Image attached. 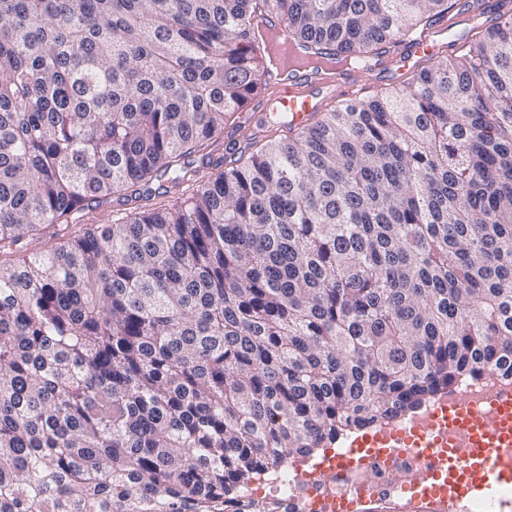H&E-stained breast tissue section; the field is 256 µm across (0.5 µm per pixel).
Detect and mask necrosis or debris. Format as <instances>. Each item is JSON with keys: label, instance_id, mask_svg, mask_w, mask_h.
Masks as SVG:
<instances>
[{"label": "necrosis or debris", "instance_id": "obj_1", "mask_svg": "<svg viewBox=\"0 0 512 512\" xmlns=\"http://www.w3.org/2000/svg\"><path fill=\"white\" fill-rule=\"evenodd\" d=\"M512 392V377L484 370L424 401L417 408L390 415L367 427L370 435L401 430L403 439L393 441L392 454L365 458L360 464L339 467L335 449H324L312 461L287 460L268 477L250 482L239 493L241 503L254 512H512V489L500 487L490 499L467 503H441L413 497L407 488L420 481L425 463L416 452L414 434L423 430L432 412L447 413L459 399L485 407L495 392Z\"/></svg>", "mask_w": 512, "mask_h": 512}]
</instances>
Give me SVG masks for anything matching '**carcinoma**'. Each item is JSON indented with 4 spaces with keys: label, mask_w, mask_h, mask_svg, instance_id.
I'll return each instance as SVG.
<instances>
[{
    "label": "carcinoma",
    "mask_w": 512,
    "mask_h": 512,
    "mask_svg": "<svg viewBox=\"0 0 512 512\" xmlns=\"http://www.w3.org/2000/svg\"><path fill=\"white\" fill-rule=\"evenodd\" d=\"M451 8L0 0V512H212L461 378L512 376V15L195 166L279 45L363 66ZM154 180L180 196L70 234ZM144 189L145 187L142 185H137L126 190L125 195L120 198L121 200H125L126 205L124 206L119 205V203L122 202L118 201V195H114L112 196L111 201L106 203L104 202L96 208L84 211L78 225L75 226L74 231L76 234H82L86 229H101L105 225L111 223L112 215L115 214L118 209L127 208V211H132L137 206H143L146 202L140 199H135V197H138V192H142Z\"/></svg>",
    "instance_id": "obj_1"
}]
</instances>
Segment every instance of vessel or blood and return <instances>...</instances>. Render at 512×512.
Wrapping results in <instances>:
<instances>
[{
    "label": "vessel or blood",
    "instance_id": "b4317fda",
    "mask_svg": "<svg viewBox=\"0 0 512 512\" xmlns=\"http://www.w3.org/2000/svg\"><path fill=\"white\" fill-rule=\"evenodd\" d=\"M397 49L398 57L406 59L434 55L440 47L425 35L410 44H398ZM288 56L287 72L264 79L263 95L251 102L253 111L285 112L294 123L301 124L319 111L325 100L349 102L358 96L363 71L305 63L293 50ZM491 405L489 412L474 417L459 403L449 415V425L468 429L471 441L466 447L421 449L427 464L425 493L454 501L490 489L492 484L512 481V395L492 397Z\"/></svg>",
    "mask_w": 512,
    "mask_h": 512
}]
</instances>
